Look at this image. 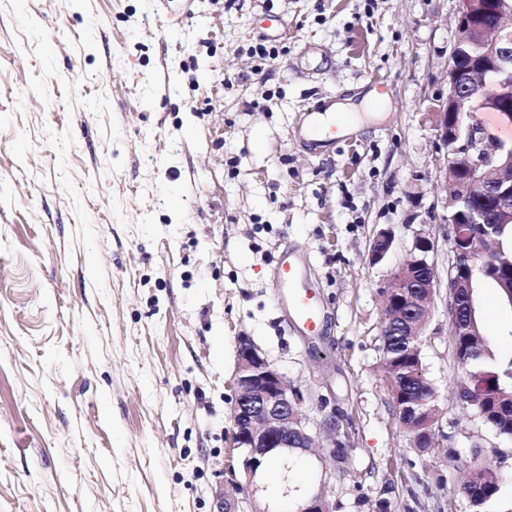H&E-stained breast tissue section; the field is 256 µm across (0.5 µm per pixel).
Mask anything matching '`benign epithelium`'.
<instances>
[{"mask_svg":"<svg viewBox=\"0 0 512 512\" xmlns=\"http://www.w3.org/2000/svg\"><path fill=\"white\" fill-rule=\"evenodd\" d=\"M496 14L502 22L489 29L484 18ZM512 17V0H459L454 40L444 78L447 93L433 99L427 119L434 137L447 148L438 159V169L452 173L451 193L446 195L442 223L448 225L447 241L452 253L450 266L457 267L464 252L463 224H512V144L500 142L493 150L486 148L483 128L476 123L479 112L496 109L499 101L512 100V26L504 19ZM493 197L497 208L491 215L469 208L470 202ZM394 236L382 230L369 251L373 264L390 253ZM435 242L426 235L415 239L409 257L397 267L385 301L416 303L408 292L414 274L423 270L425 280L418 287L433 298L441 281L429 254ZM472 265L467 278H448V320L458 313L459 288L473 280L477 258L469 255ZM236 400L233 411L234 447L242 450V468L247 485L259 487L261 468L267 459L280 453L288 456L290 448L313 447L314 436L299 393L290 388L274 363L248 336L238 338V364L235 373ZM300 512H331L324 489L303 497Z\"/></svg>","mask_w":512,"mask_h":512,"instance_id":"benign-epithelium-1","label":"benign epithelium"}]
</instances>
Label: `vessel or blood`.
I'll list each match as a JSON object with an SVG mask.
<instances>
[{"instance_id": "vessel-or-blood-1", "label": "vessel or blood", "mask_w": 512, "mask_h": 512, "mask_svg": "<svg viewBox=\"0 0 512 512\" xmlns=\"http://www.w3.org/2000/svg\"><path fill=\"white\" fill-rule=\"evenodd\" d=\"M311 118V125L304 128L305 135L335 140L338 128L335 119L331 118L329 113L315 110L312 111ZM275 266L274 289L286 298L288 309H291L294 318L303 329L313 331L318 325L319 313L311 297L302 291V286L307 280L304 258L295 253H285L276 259Z\"/></svg>"}]
</instances>
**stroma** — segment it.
Segmentation results:
<instances>
[{"label": "stroma", "instance_id": "1", "mask_svg": "<svg viewBox=\"0 0 512 512\" xmlns=\"http://www.w3.org/2000/svg\"><path fill=\"white\" fill-rule=\"evenodd\" d=\"M458 0H0V512H242L232 447L237 339L300 392L334 512H472L489 467L512 503V443L456 397L448 292L422 361L442 414L411 448L382 380L383 291L418 235L448 277L444 153L426 114ZM387 96L349 138L296 129L348 86ZM392 228L393 250L369 245ZM300 247L321 321L278 301ZM495 357L512 307L480 285ZM337 419L336 447L328 431Z\"/></svg>", "mask_w": 512, "mask_h": 512}]
</instances>
